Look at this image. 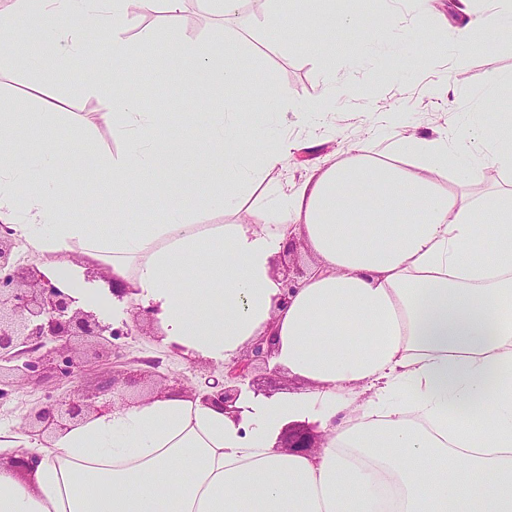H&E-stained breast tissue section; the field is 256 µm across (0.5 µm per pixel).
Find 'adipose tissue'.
Here are the masks:
<instances>
[{
	"label": "adipose tissue",
	"instance_id": "ef3b65f1",
	"mask_svg": "<svg viewBox=\"0 0 512 512\" xmlns=\"http://www.w3.org/2000/svg\"><path fill=\"white\" fill-rule=\"evenodd\" d=\"M184 0H10L9 14L44 19L50 48L85 54L90 28L110 31L125 60L132 5L168 29L172 65L193 81L239 84L234 62L247 46L240 0H209L224 39L209 46L177 30ZM475 0H442L492 38H512V0L490 13ZM84 24L57 25L62 15ZM392 17L367 26L356 12L322 13L319 28L361 29L367 44L390 37ZM94 124L124 149L104 158L112 172L111 236L61 220L78 202L59 171L77 159L71 129L42 112L34 132L48 149L32 169L4 158L8 134L26 118L0 113V224L35 256L40 271L78 303L119 325L134 308L151 311L160 345L221 364L254 340L273 346L270 364L307 382L274 396L242 390L239 417L222 406L170 392L90 413L45 443L41 461L19 474L0 468V512H512V188L474 193L489 170L512 174V117L450 113L435 136L398 127L380 113L371 137L325 158L292 186L268 187L270 202L245 206L251 185L284 165L292 146L265 125L279 94L234 102L210 134L178 148L180 159L214 156L224 181L208 209L231 224H191L179 205L181 178L158 141L163 116L142 111L104 77L88 79ZM456 171L464 191L448 187ZM38 179L40 189L27 183ZM149 181L171 199L164 223L135 224L127 189ZM304 239L317 262L289 302L274 271ZM112 256L125 295L102 291L70 259ZM306 420L323 433L317 454L279 449L281 429Z\"/></svg>",
	"mask_w": 512,
	"mask_h": 512
}]
</instances>
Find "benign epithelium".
I'll use <instances>...</instances> for the list:
<instances>
[{
  "mask_svg": "<svg viewBox=\"0 0 512 512\" xmlns=\"http://www.w3.org/2000/svg\"><path fill=\"white\" fill-rule=\"evenodd\" d=\"M118 331L103 324L96 315L76 306V300L65 289L52 282L34 265H22L16 256V242L11 230L0 226V371L4 364L16 377H27L43 370L57 368L58 359L67 363L66 373L76 379L80 364L69 355L72 338L85 336L102 338ZM272 356L270 344L259 339L247 347L245 353L224 364L222 379L205 380L214 393L208 399L224 410L238 413L235 402L249 374L269 366ZM101 405L88 401L79 386L69 390L68 397L58 403L56 410L40 409L29 415V426L45 433L50 429L61 431L71 423L91 412L110 410L115 399H123L116 379L109 377L101 382ZM281 439L287 451L307 454L322 444V434L300 423H290L283 430ZM39 462V456L22 451L9 458V466L26 471Z\"/></svg>",
  "mask_w": 512,
  "mask_h": 512,
  "instance_id": "1",
  "label": "benign epithelium"
}]
</instances>
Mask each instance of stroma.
<instances>
[{"label":"stroma","instance_id":"35a3bbf8","mask_svg":"<svg viewBox=\"0 0 512 512\" xmlns=\"http://www.w3.org/2000/svg\"><path fill=\"white\" fill-rule=\"evenodd\" d=\"M393 16L399 39L388 51L378 53L364 50L359 30H327L313 47L293 49L289 46L294 36L292 25L276 26L257 12H243L253 38L236 57L242 81L234 93L225 91L218 81L186 87L177 71L170 72L167 83L156 82L155 69L167 64L161 51L166 47L168 32L154 25L151 18L139 19L127 32L137 63L135 73L125 78L113 63L110 33L92 30V54L62 61L45 49L39 20L16 16L4 33L11 45L8 57L0 61V113L60 112L69 125L85 126L98 108L97 98L85 90L87 75L94 72L109 76L128 94L134 86L150 85L151 97L140 98L139 105L143 111L167 117L168 125L160 136L162 145L167 146L205 139L212 113L223 111L231 97L254 101L273 87L280 94L276 123L287 132L294 151L287 164L271 172L269 179L291 184L300 182L326 156L343 155L349 145L365 139L379 112L395 111L402 123L429 135L440 131L448 111L466 119L491 111L512 114V101L491 103L478 95L453 96L446 89L460 68L486 83L511 74L512 43L489 45L477 29L466 46H459L453 23L424 13L418 0H398ZM178 30L185 39L216 43L224 35V17L200 8L192 0L178 20ZM407 33L432 44L433 51L423 63H408L411 49L403 40ZM330 80L357 86L359 92L337 96L333 111L326 116L335 135L320 140L313 136L312 123L302 108L317 100L323 83ZM90 141L91 152L60 170L63 184L82 200L66 218L99 225L101 234L107 235L112 231V198L103 194L101 187L111 183L112 174L101 159L119 153L122 145L103 125L91 129ZM220 178L221 162L216 158L198 157L183 166L182 181L188 192L185 207L191 223H224L222 213L204 210L198 204ZM72 344L83 362L78 379L83 391L97 393L102 380L111 376L130 405L152 397L162 377L182 378L187 388L195 389L220 370L211 361L164 351L158 331L151 324L142 325L134 336L116 338L114 349L107 352L90 338L78 337ZM142 359L158 360L159 366L151 376L128 381V372L135 370ZM68 389V383L55 372H37L22 383L10 371L0 372V427L18 434L21 442L31 441L28 414L63 397Z\"/></svg>","mask_w":512,"mask_h":512}]
</instances>
